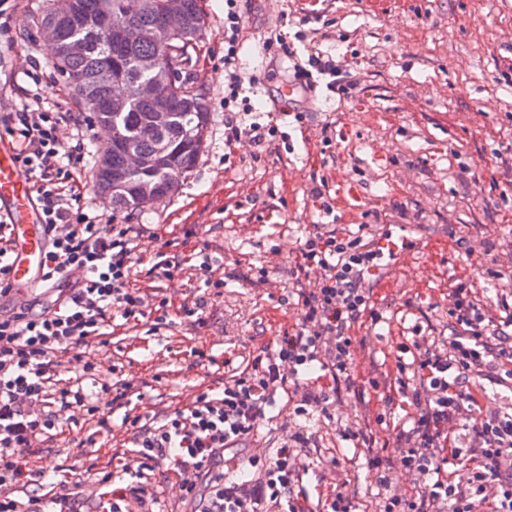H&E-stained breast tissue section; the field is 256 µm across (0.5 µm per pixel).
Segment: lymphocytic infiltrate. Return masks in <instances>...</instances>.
I'll use <instances>...</instances> for the list:
<instances>
[{
    "mask_svg": "<svg viewBox=\"0 0 512 512\" xmlns=\"http://www.w3.org/2000/svg\"><path fill=\"white\" fill-rule=\"evenodd\" d=\"M242 13L239 0H224V138L232 143L261 136L250 114L237 69ZM306 86L325 81L331 92L356 89L354 76L320 53L295 65ZM71 126L86 135L81 113L33 92L11 112L0 113V133L15 141L19 168L30 178L50 235L44 256L41 298L17 297L6 281L11 253L0 228V512H73L69 495L39 494L51 469L31 470L22 460L42 453L62 420L90 416L95 435L112 432L109 411L131 404L132 386L99 378L93 362L69 373L64 355L108 346L113 316H145L148 302L136 285L137 265L150 278L168 280L180 260L152 252L141 229L114 223L112 215L84 206L85 154L68 149L57 132ZM385 255L363 237L335 230L315 231L300 244L292 274L322 272L317 287L298 291V321L273 350L256 355L219 392H199L156 424L126 411L124 423L141 459L140 470L168 464L193 512H306L294 496L299 451L309 437L295 431L269 459H240L235 451L257 429L258 420L299 371L320 362L333 385L306 390L304 404L328 408L335 383L353 379L352 331L377 319L367 283L384 267ZM451 334L431 343L414 341L412 362L397 360V382L407 399V428L396 435L402 466L422 478L411 492L386 494L382 512H512V412L488 404L473 378H495L512 361V312L489 316L486 303L466 287L448 298ZM107 399L97 405L96 396ZM464 463L466 485L444 467ZM247 468V480L224 469Z\"/></svg>",
    "mask_w": 512,
    "mask_h": 512,
    "instance_id": "1",
    "label": "lymphocytic infiltrate"
}]
</instances>
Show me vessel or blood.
I'll return each mask as SVG.
<instances>
[{
	"label": "vessel or blood",
	"mask_w": 512,
	"mask_h": 512,
	"mask_svg": "<svg viewBox=\"0 0 512 512\" xmlns=\"http://www.w3.org/2000/svg\"><path fill=\"white\" fill-rule=\"evenodd\" d=\"M16 154L15 144L0 137V219L10 228L13 259L9 283L14 288H38L48 236L35 190L20 176Z\"/></svg>",
	"instance_id": "obj_1"
}]
</instances>
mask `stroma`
Segmentation results:
<instances>
[{"mask_svg":"<svg viewBox=\"0 0 512 512\" xmlns=\"http://www.w3.org/2000/svg\"><path fill=\"white\" fill-rule=\"evenodd\" d=\"M14 24L0 35V110L9 112L33 89L26 71L39 59L46 95L73 102L72 89L50 62L44 42L25 38L23 25L44 0H14ZM205 28L185 75L206 95L210 122L193 172L170 197L121 224H146L155 249L185 258L170 280L138 277L173 306L206 291L188 257L203 241L226 272L204 324L169 316L127 322L115 318L109 346L87 349L100 377L133 383L143 395L138 414L150 419L221 388L297 322L291 276L297 249L315 225L364 236L380 249L408 242L372 277L379 322L355 328L356 383L339 387L329 411L301 395L278 391L244 455L275 456L295 430L312 442L299 455L297 489L311 512H326L346 489L354 512H379L382 490L364 466L361 449L343 431L373 433L391 462L392 488L411 491L415 477L400 464L395 436L405 420L400 393L370 381L395 374L400 346L419 336H446L448 293L467 284L491 312L512 304V0H247L239 66L255 80L256 111L271 113L277 131L260 144L224 143V0H200ZM302 32L298 51L331 54L357 72L359 86L344 97L318 87L291 101L277 94L289 75L278 51L262 54L276 26ZM324 186L315 198V186ZM194 227L195 237L184 230ZM265 274V283L250 282ZM208 360L197 363L195 350ZM123 410L112 413L108 444L81 446L78 429L45 445L53 487L83 477L115 449L128 459Z\"/></svg>","mask_w":512,"mask_h":512,"instance_id":"obj_1","label":"stroma"}]
</instances>
